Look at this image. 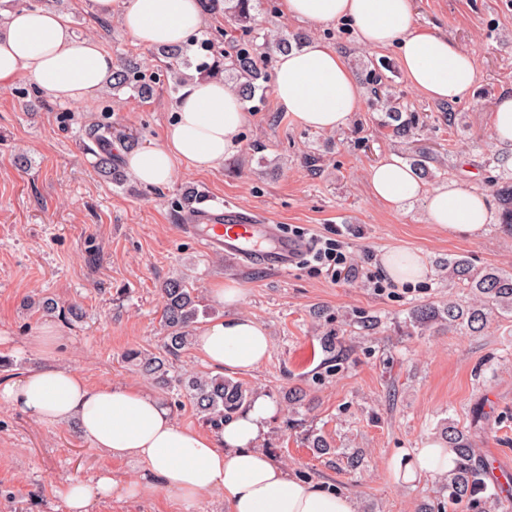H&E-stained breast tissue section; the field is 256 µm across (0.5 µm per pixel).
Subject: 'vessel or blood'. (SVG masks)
I'll return each mask as SVG.
<instances>
[{"label":"vessel or blood","instance_id":"b4317fda","mask_svg":"<svg viewBox=\"0 0 512 512\" xmlns=\"http://www.w3.org/2000/svg\"><path fill=\"white\" fill-rule=\"evenodd\" d=\"M184 230L207 250L274 272L296 265L308 248L306 238L280 235L244 206L201 212Z\"/></svg>","mask_w":512,"mask_h":512}]
</instances>
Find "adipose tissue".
<instances>
[{
	"label": "adipose tissue",
	"instance_id": "adipose-tissue-1",
	"mask_svg": "<svg viewBox=\"0 0 512 512\" xmlns=\"http://www.w3.org/2000/svg\"><path fill=\"white\" fill-rule=\"evenodd\" d=\"M288 18L319 26L350 21L362 45L397 46L408 83L437 102L463 103L475 96L479 76L472 53L447 35L413 26L414 0H282ZM204 20L201 0H130L121 17L125 31L147 48L184 45ZM115 61L95 38H76L68 19L47 8L17 9L0 25V86L26 73L60 102L93 100L111 77ZM279 108L302 127H346L361 102V88L335 47L313 38L282 54L274 79ZM248 104L220 80L192 84L180 96L176 116L161 143L126 152V168L147 188L169 184L178 166L206 171L236 156ZM375 199L390 209L425 198L429 223L448 233L481 235L492 206L477 190L451 181L425 189L417 172L394 156L370 167ZM195 344L216 370L260 368L270 354L265 327L238 314L204 325ZM0 402L46 425L77 423L90 449L140 467L123 483L103 474L69 482V512H89L96 491L146 498L157 491L194 503L223 496L226 512H358L353 495L299 478L261 443L276 408L255 397L213 437L185 428L155 395L136 384L95 386L69 367L46 365L0 382Z\"/></svg>",
	"mask_w": 512,
	"mask_h": 512
}]
</instances>
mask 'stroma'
Returning <instances> with one entry per match:
<instances>
[{"instance_id":"1","label":"stroma","mask_w":512,"mask_h":512,"mask_svg":"<svg viewBox=\"0 0 512 512\" xmlns=\"http://www.w3.org/2000/svg\"><path fill=\"white\" fill-rule=\"evenodd\" d=\"M127 3L115 0L106 30L87 0H64L59 12L77 37L97 38L113 57L155 63L153 50L136 44L121 25ZM257 24L323 38L352 67L371 58L385 61L384 81L417 112L422 138L447 156L426 188L454 180L488 195V176L512 168L491 140L494 101L512 89V0H415L416 28L438 29L475 57L480 87L456 105V127L449 126L441 103L409 85L395 47L363 46L350 23L306 28L282 16L279 0H269ZM177 100L166 85L145 100L124 93L114 101L104 87L91 101L61 103L40 97L23 74L0 88V356L13 361L0 370V381L51 360L78 369L94 385L137 383L157 391L179 424L210 432L187 397L157 390L124 360L131 349L162 351L159 288L182 278L209 311L199 324L234 310L267 329L269 359L238 379L277 409L263 442L277 462L302 479L354 495L359 512H416L424 503L434 512H477L466 502L449 503L437 474L406 482L395 470L449 424L471 431L483 456L512 464V318L493 319L478 335H432L411 323L410 312L456 293L444 270L449 258L512 271V234L492 223L477 237L451 235L428 223L424 199L399 212L377 201L369 168L391 155L406 158L408 148L381 125L368 92L347 127L316 131L297 125L268 87L250 112L239 154L216 168L181 166L171 183L151 189L133 179L117 186L98 173L83 144L102 102H111L113 122L147 147L162 140ZM191 191L207 205H250L287 232L343 234L368 281L335 284L305 264L285 273L241 269L183 234L187 211L181 201ZM390 251L420 254L426 276L375 291L372 279L384 275L379 258ZM222 280L241 290L236 309L210 296ZM49 302L56 313L46 312ZM363 316L376 318L378 328L362 329ZM48 324L58 330L49 355L38 342ZM328 330L347 351L332 373L324 369L319 343ZM293 386L306 389L309 403L290 430L284 396ZM477 406L486 414L480 430L472 425ZM310 431L332 447L362 450L361 466H328L308 448ZM104 472L119 480L132 475L127 462L89 449L76 425L46 426L0 405V512H67L63 485ZM89 512L225 510L216 497L190 506L161 490L146 500L98 498Z\"/></svg>"}]
</instances>
